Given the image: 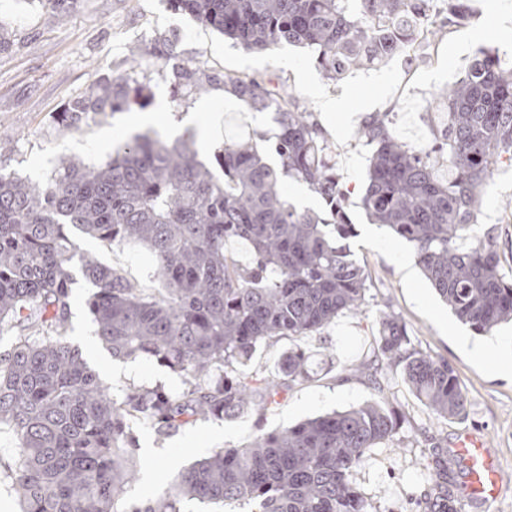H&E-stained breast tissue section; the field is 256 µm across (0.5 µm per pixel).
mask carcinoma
Returning a JSON list of instances; mask_svg holds the SVG:
<instances>
[{"instance_id": "obj_1", "label": "carcinoma", "mask_w": 512, "mask_h": 512, "mask_svg": "<svg viewBox=\"0 0 512 512\" xmlns=\"http://www.w3.org/2000/svg\"><path fill=\"white\" fill-rule=\"evenodd\" d=\"M175 9L264 54L287 43L317 54L324 78L380 66L427 21V41L464 18L467 0H171ZM176 76L190 87L224 80L249 107L276 124L272 167L255 143L227 145L215 158L219 180L199 158L193 135L163 141L146 131L105 163L65 159L42 182L6 169L0 142V327L19 329L0 354V422L18 439L15 484L23 512H120L137 476L129 421L143 416L160 436L199 419H234L277 403L308 378V355L289 350L271 378L244 370L258 345L319 334L358 310L367 275L353 258L347 192L327 161L323 130L297 97L255 77H219L202 68ZM144 88L121 75L98 79L58 113L78 129L140 105ZM445 119L431 152L396 140L387 114L365 117L358 136L373 147L361 198L370 221L414 249L439 297L459 321L489 334L512 319V277L502 274L478 210L492 166L512 162V66L483 51L465 76L443 89ZM446 166L448 177L437 174ZM286 180L306 185L330 219L283 198ZM107 245L138 243L153 255L164 292L148 296L118 269L80 252L72 230ZM249 243L250 266L226 252ZM96 288L87 301L96 335L115 358H155L187 387H135L113 398L81 353L65 340L75 272ZM375 359L362 371L383 392L378 371L401 364L412 392L444 420L465 410L452 366L409 348L401 319L382 312ZM400 414L367 403L258 434L219 449L177 474L130 512H180L184 497L249 506L246 512H370L350 477L368 452L392 440ZM431 492L416 512H458L448 488V456L428 462Z\"/></svg>"}]
</instances>
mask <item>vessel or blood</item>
<instances>
[{"label":"vessel or blood","mask_w":512,"mask_h":512,"mask_svg":"<svg viewBox=\"0 0 512 512\" xmlns=\"http://www.w3.org/2000/svg\"><path fill=\"white\" fill-rule=\"evenodd\" d=\"M451 453L466 471V502L475 512H484L504 489V479L496 457L482 439L466 434L453 444Z\"/></svg>","instance_id":"obj_1"}]
</instances>
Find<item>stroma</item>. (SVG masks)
<instances>
[{
  "label": "stroma",
  "instance_id": "35a3bbf8",
  "mask_svg": "<svg viewBox=\"0 0 512 512\" xmlns=\"http://www.w3.org/2000/svg\"><path fill=\"white\" fill-rule=\"evenodd\" d=\"M0 33L6 38L0 46V139L10 140L7 167L21 176L45 180L69 154L90 165L103 163L130 135L149 128L170 138L195 132L204 104L221 125L218 137L200 149L206 162H213L227 144L272 131L268 113L225 96L223 85L197 91L177 83L171 66L157 58L172 41L176 64L284 83L302 108L323 123L331 159L348 191V212L357 229L350 247L368 275L363 305L339 317L324 334L275 338L257 347L246 370L259 377L275 375L289 349L299 347L309 355V378L292 386L277 404L233 420H200L166 438L158 437L149 421L132 420L139 472L123 504L125 512L166 489L178 470L216 450L248 443L259 431L356 407L382 394L404 419L393 442L372 449L351 477L372 512H415L416 502L430 490L427 456L465 432L480 436L493 450L509 484L488 512H512V376L499 374L458 346V335L470 334V327L452 315L422 273L410 279L404 275V265L416 261L411 245L368 221L360 196L371 148L357 136L368 113L385 112L395 138L428 149L432 130L443 118L437 110L441 89L463 77L479 51L498 52L504 63H512V0H471L466 20L449 28L441 41L418 46L411 56H395L382 66L351 71L334 83L323 78L310 50L283 44L266 55L245 52L175 10L170 0H75L63 17L44 8L41 0H0ZM112 73L146 87L145 108L77 130L54 121L55 112ZM325 96L343 104L332 126L324 124L319 109ZM479 224L492 231L503 270L512 274V165L507 162L493 169ZM77 243L99 261L123 270L145 292L162 288L156 263L143 247H110L82 234ZM92 292L85 281L73 285L66 338L73 345L86 339L81 354L110 394L120 398L131 388L155 385L181 392L183 376L156 359H116L103 347L87 306ZM383 311L402 319L416 349L453 366L467 396L463 416L436 419L405 383L400 367L384 373L381 393L370 376L358 372V365L375 357L377 319ZM17 444L11 425L1 422L0 512H21L14 483Z\"/></svg>",
  "mask_w": 512,
  "mask_h": 512
}]
</instances>
